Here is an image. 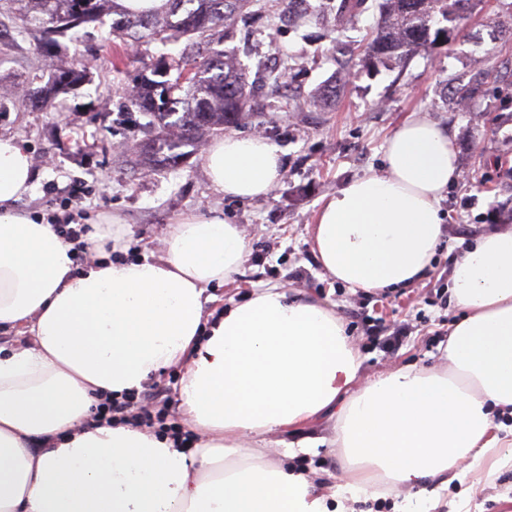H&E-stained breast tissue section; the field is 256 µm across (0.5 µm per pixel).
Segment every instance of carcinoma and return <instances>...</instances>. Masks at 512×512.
<instances>
[{
    "instance_id": "cac0c4a2",
    "label": "carcinoma",
    "mask_w": 512,
    "mask_h": 512,
    "mask_svg": "<svg viewBox=\"0 0 512 512\" xmlns=\"http://www.w3.org/2000/svg\"><path fill=\"white\" fill-rule=\"evenodd\" d=\"M81 0H0L20 31L46 62L48 80L35 76L26 86L25 102L46 110L55 94L88 81L80 60L59 64L60 39L82 25L99 20L112 7V33L124 41L142 38L167 43L186 39L181 54L163 63L143 65L130 95L131 106L152 118L154 136L140 145L138 161L152 166H177L207 132L237 124L251 111V95L240 63L212 40L218 29L240 13L246 0H166L159 9L132 13L117 0H94L79 14ZM482 0H382L374 37L358 65L376 68L403 64L414 55L450 42L465 28L463 3ZM55 31L45 38L46 28ZM179 71L175 80L169 72Z\"/></svg>"
}]
</instances>
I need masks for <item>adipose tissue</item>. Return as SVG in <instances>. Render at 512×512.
Listing matches in <instances>:
<instances>
[{"mask_svg":"<svg viewBox=\"0 0 512 512\" xmlns=\"http://www.w3.org/2000/svg\"><path fill=\"white\" fill-rule=\"evenodd\" d=\"M268 140L227 135L203 165L225 195L266 196L281 169ZM383 173L346 182L310 227L336 281L393 292L426 278L445 234L440 202L460 171L448 131L413 114L390 136ZM34 189L30 153L0 137V512H342L343 501L400 497L394 512H469L453 482L512 464V228L492 227L455 258L460 311L446 368L361 374L344 322L319 302L259 288L204 317L202 296L243 263L239 225L201 212L170 224L161 255L122 259L103 218L72 243L13 210ZM182 367L179 409L193 450L165 434L96 423L105 400L138 394ZM345 483L317 490L262 442L321 418Z\"/></svg>","mask_w":512,"mask_h":512,"instance_id":"1","label":"adipose tissue"}]
</instances>
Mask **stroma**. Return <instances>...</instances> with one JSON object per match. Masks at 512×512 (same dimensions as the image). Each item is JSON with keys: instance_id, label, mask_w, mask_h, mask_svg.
Wrapping results in <instances>:
<instances>
[{"instance_id": "obj_1", "label": "stroma", "mask_w": 512, "mask_h": 512, "mask_svg": "<svg viewBox=\"0 0 512 512\" xmlns=\"http://www.w3.org/2000/svg\"><path fill=\"white\" fill-rule=\"evenodd\" d=\"M305 2L292 11L288 0H248L245 12L229 22L233 36L223 43L244 65L256 99L253 112L230 134L262 136L281 152L283 167L266 197L224 196L210 184L199 151L176 167L131 162L129 151L147 134L146 117L127 105L135 68L178 55L183 46L123 43L107 14L80 29L77 42L63 44V58L80 55L90 83L58 94L48 111L0 97V136L28 148L36 177L33 194L14 207L54 224L117 217L130 232L131 257L159 253L169 224L181 213L219 216L242 226L247 253L233 282L207 289L205 311L277 286L343 318L365 377L404 364L443 367L448 325L458 316L448 293L457 244L489 226L512 225V37L495 29L497 17L512 14V0H484L469 14L463 36L403 65L359 71L329 106L316 96L341 76L345 50L358 48L375 28L380 0H365L353 22L337 19L339 0ZM119 56L129 58V66L115 67ZM41 67L31 41L1 14L0 86L24 87ZM478 75L486 78L481 91L452 107L448 97L459 79ZM415 112L452 135L462 173L441 202L446 234L434 270L394 292L352 290L317 262L308 226L323 197L350 179L382 171L389 135ZM75 180L84 186L77 202L64 193ZM401 327L405 336L392 344V333ZM294 464L318 486L333 485L343 475L335 449L325 445ZM470 497L482 512H512V467L482 480Z\"/></svg>"}]
</instances>
